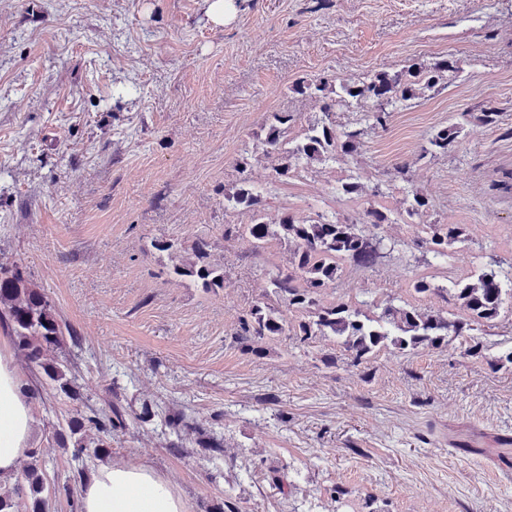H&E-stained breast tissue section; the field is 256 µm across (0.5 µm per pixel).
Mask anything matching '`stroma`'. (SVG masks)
Listing matches in <instances>:
<instances>
[{"instance_id": "stroma-1", "label": "stroma", "mask_w": 512, "mask_h": 512, "mask_svg": "<svg viewBox=\"0 0 512 512\" xmlns=\"http://www.w3.org/2000/svg\"><path fill=\"white\" fill-rule=\"evenodd\" d=\"M237 7L221 26L209 0H0V266L19 267L71 327L57 357L81 393L69 400L20 365L42 387L32 451L47 512H79L81 486L116 460L165 474L191 512H350L367 500L374 512H512V481L450 446L476 430L512 432L511 307L475 331L474 353L452 336L329 367L332 340L240 337L288 253L224 236L249 220L224 206L246 178L269 184V217L359 221L363 201L337 205L332 189L361 167L381 190L375 204L395 212L378 234L405 259L361 275L354 303L412 299L398 282L432 254L417 221L396 212L411 187L431 200L432 220L473 226L469 266L511 265L512 0ZM443 58L460 72L392 112L358 158L275 181L257 149L274 114L291 113L296 131L323 116L293 93L297 81ZM489 107L497 127L464 124L455 152L418 159L448 118ZM406 162L409 183L395 172ZM200 240L223 287L174 272ZM108 407L122 417L111 452L62 447V416Z\"/></svg>"}]
</instances>
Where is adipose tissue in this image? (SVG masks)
Here are the masks:
<instances>
[{
	"label": "adipose tissue",
	"mask_w": 512,
	"mask_h": 512,
	"mask_svg": "<svg viewBox=\"0 0 512 512\" xmlns=\"http://www.w3.org/2000/svg\"><path fill=\"white\" fill-rule=\"evenodd\" d=\"M33 437L29 382L8 337L0 336V481L19 471ZM80 512H190L187 499L147 464L99 465L79 492Z\"/></svg>",
	"instance_id": "obj_1"
}]
</instances>
